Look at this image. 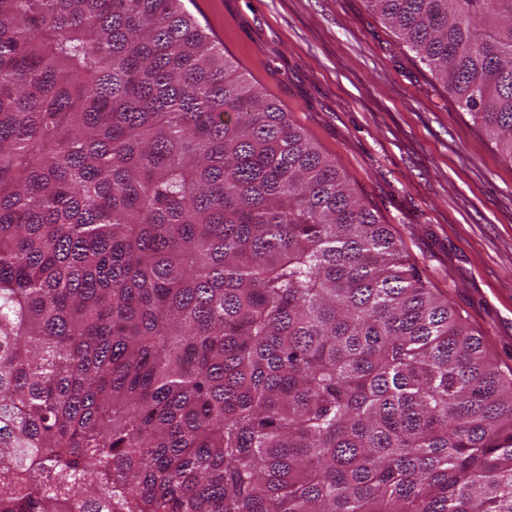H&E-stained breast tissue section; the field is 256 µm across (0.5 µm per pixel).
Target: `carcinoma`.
I'll list each match as a JSON object with an SVG mask.
<instances>
[{
  "label": "carcinoma",
  "instance_id": "carcinoma-1",
  "mask_svg": "<svg viewBox=\"0 0 512 512\" xmlns=\"http://www.w3.org/2000/svg\"><path fill=\"white\" fill-rule=\"evenodd\" d=\"M512 159V0H368ZM0 512H512V378L182 0H0Z\"/></svg>",
  "mask_w": 512,
  "mask_h": 512
}]
</instances>
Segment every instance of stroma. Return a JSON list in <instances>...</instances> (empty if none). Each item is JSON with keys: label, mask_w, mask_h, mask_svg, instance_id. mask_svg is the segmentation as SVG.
<instances>
[{"label": "stroma", "mask_w": 512, "mask_h": 512, "mask_svg": "<svg viewBox=\"0 0 512 512\" xmlns=\"http://www.w3.org/2000/svg\"><path fill=\"white\" fill-rule=\"evenodd\" d=\"M512 372V159L367 0H183Z\"/></svg>", "instance_id": "stroma-1"}]
</instances>
